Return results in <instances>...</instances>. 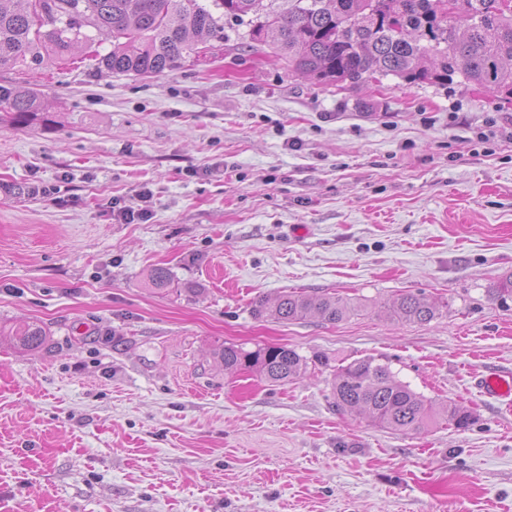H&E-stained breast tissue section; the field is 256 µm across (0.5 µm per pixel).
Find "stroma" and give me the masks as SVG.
Wrapping results in <instances>:
<instances>
[{
    "label": "stroma",
    "instance_id": "stroma-1",
    "mask_svg": "<svg viewBox=\"0 0 512 512\" xmlns=\"http://www.w3.org/2000/svg\"><path fill=\"white\" fill-rule=\"evenodd\" d=\"M248 32L225 19L154 77L0 69L49 114L0 122V326L51 333L0 343V512H512V409L472 385L512 373V301L487 296L512 276V104L393 76L325 88ZM285 291L358 310L255 315ZM404 292L441 314L389 317ZM225 344L328 364L273 385L224 371ZM366 357L473 424L336 413L333 368ZM20 350H36L47 341L48 333L45 328L36 323H23L16 325L5 335Z\"/></svg>",
    "mask_w": 512,
    "mask_h": 512
}]
</instances>
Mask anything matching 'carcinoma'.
I'll return each instance as SVG.
<instances>
[{
  "instance_id": "1",
  "label": "carcinoma",
  "mask_w": 512,
  "mask_h": 512,
  "mask_svg": "<svg viewBox=\"0 0 512 512\" xmlns=\"http://www.w3.org/2000/svg\"><path fill=\"white\" fill-rule=\"evenodd\" d=\"M0 0V69L39 67L64 61L95 30L112 50L98 63L112 73L155 76L199 56L194 35L224 39V18L248 19L249 46H269L288 70L314 77L325 86L357 84L389 75L407 83L475 84L512 103V10L500 0H463L465 12L448 13V0ZM0 110L25 125L40 116L39 95L0 86ZM505 303L512 299V276L488 290ZM398 321L426 324L439 307L413 293L384 305ZM255 314L292 321L313 315L335 324L356 311L330 294H283L260 299ZM21 350L47 341L45 328L23 323L8 333ZM224 370H246L284 385L301 377L307 359L286 345L246 350L226 345L217 353ZM333 404L381 429L420 432L436 422L431 401L397 381L388 365L371 357L334 370ZM448 425L467 429L472 414L450 403L442 408Z\"/></svg>"
}]
</instances>
